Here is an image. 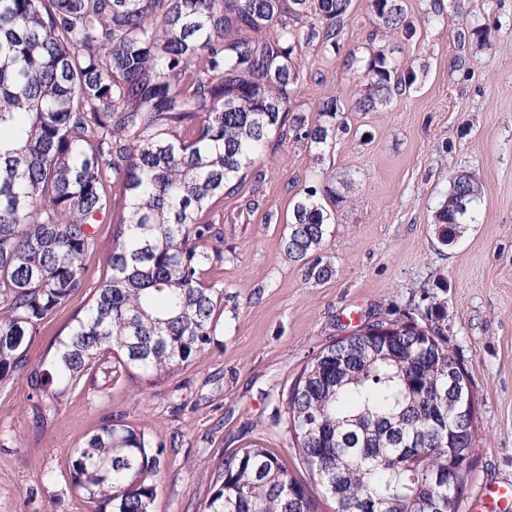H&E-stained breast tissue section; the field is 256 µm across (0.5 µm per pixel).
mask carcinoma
Segmentation results:
<instances>
[{
  "mask_svg": "<svg viewBox=\"0 0 512 512\" xmlns=\"http://www.w3.org/2000/svg\"><path fill=\"white\" fill-rule=\"evenodd\" d=\"M0 0V381L27 370L35 426L68 391L93 379L103 355L118 371L160 376L200 353L223 289L201 279L223 259L202 215L235 191L282 127L300 81L297 48L336 58L351 0ZM376 29L412 33L403 0H369ZM313 17L302 29L292 14ZM268 28L275 39L261 38ZM356 99L376 111L412 86L377 52L351 51ZM326 125L300 138L323 144ZM119 184V192L111 185ZM294 206L284 253L310 257L327 215ZM474 175L450 181L436 211L443 244L476 221ZM112 225L109 272L91 286L82 261L96 227ZM89 303L51 357L28 366L33 333L77 295ZM389 327L386 333L377 329ZM368 333L321 349L289 391L291 439L314 486L254 442L224 458L204 512H317L314 489L340 512H432L448 493V451L473 452L476 416L454 414L469 375L440 328L373 321ZM160 467L151 443L109 417L69 460L72 486L112 512H149Z\"/></svg>",
  "mask_w": 512,
  "mask_h": 512,
  "instance_id": "carcinoma-1",
  "label": "carcinoma"
}]
</instances>
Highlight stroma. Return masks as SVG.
<instances>
[{"mask_svg": "<svg viewBox=\"0 0 512 512\" xmlns=\"http://www.w3.org/2000/svg\"><path fill=\"white\" fill-rule=\"evenodd\" d=\"M412 35L373 36L368 0H351L339 58L300 50L293 116L325 123L323 102L342 108L346 129L314 148L293 126L272 134L235 193L209 214L204 248L223 261L203 279L222 288L210 344L158 378L113 377L103 358L94 382L72 389L46 427L31 422L32 392L22 374L0 382V512H95L71 485L73 450L111 416L159 446L150 512H202L226 455L257 442L300 480L284 401L322 348L377 320H431L468 372L478 424L474 463L456 512L512 481V0H404ZM475 29L461 44V27ZM411 68L409 92L383 108L357 111L354 75L343 57L365 45ZM461 172L481 185L478 221L453 243L434 226L449 182ZM329 220L315 251L325 278L288 260L282 243L308 189ZM86 295L42 323L27 350L46 357Z\"/></svg>", "mask_w": 512, "mask_h": 512, "instance_id": "stroma-1", "label": "stroma"}]
</instances>
